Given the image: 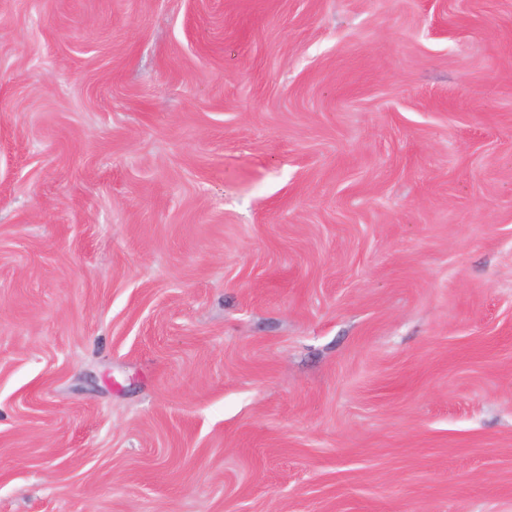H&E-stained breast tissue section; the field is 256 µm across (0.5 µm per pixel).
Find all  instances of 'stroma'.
<instances>
[{"label":"stroma","instance_id":"35a3bbf8","mask_svg":"<svg viewBox=\"0 0 512 512\" xmlns=\"http://www.w3.org/2000/svg\"><path fill=\"white\" fill-rule=\"evenodd\" d=\"M0 512H512V0H0Z\"/></svg>","mask_w":512,"mask_h":512}]
</instances>
